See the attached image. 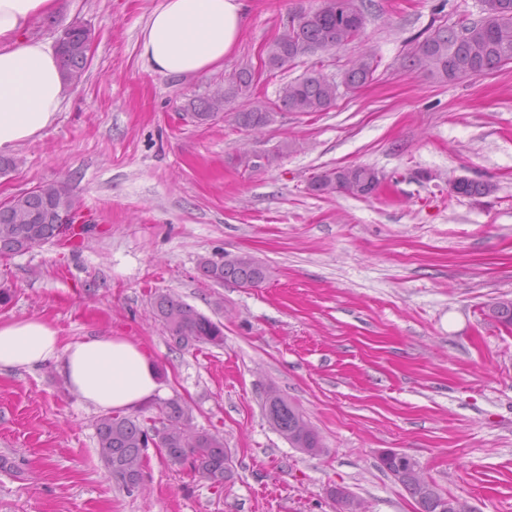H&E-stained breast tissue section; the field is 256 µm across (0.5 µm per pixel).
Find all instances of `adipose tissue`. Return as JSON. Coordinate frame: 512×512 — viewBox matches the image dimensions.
<instances>
[{"label": "adipose tissue", "instance_id": "adipose-tissue-1", "mask_svg": "<svg viewBox=\"0 0 512 512\" xmlns=\"http://www.w3.org/2000/svg\"><path fill=\"white\" fill-rule=\"evenodd\" d=\"M56 8V0H0V156L51 126L67 94L56 48L29 33L35 19ZM247 10L245 0H163L141 32L139 55L165 75L212 72L239 44ZM50 362L98 411L137 409L164 390L151 355L127 337L65 343L45 319L0 321V371Z\"/></svg>", "mask_w": 512, "mask_h": 512}]
</instances>
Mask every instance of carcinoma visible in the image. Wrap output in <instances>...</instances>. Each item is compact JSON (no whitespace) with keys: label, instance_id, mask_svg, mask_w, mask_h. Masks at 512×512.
I'll return each instance as SVG.
<instances>
[{"label":"carcinoma","instance_id":"1","mask_svg":"<svg viewBox=\"0 0 512 512\" xmlns=\"http://www.w3.org/2000/svg\"><path fill=\"white\" fill-rule=\"evenodd\" d=\"M295 15L300 23L283 27L267 47V67L271 71L302 57L340 49L354 40L365 26V0H325L319 9L301 8ZM91 39L92 30L78 22L63 30L58 48L67 83L82 81ZM405 63L441 80L481 75L512 63V0H481L478 19L457 29L438 28L415 41ZM376 68L374 57L362 56L351 63L338 82L311 69L283 85L277 101L271 104L252 97L255 74L245 67L229 76L224 88L192 101L187 111L196 122L204 124L225 111L230 103L244 99L246 107L235 113L236 122L244 128H263L275 121L279 110L327 111L340 95L339 89L347 93L357 91L373 80ZM310 188L318 195L344 192L369 197L377 191L376 170L367 166L328 169L312 180ZM494 190L493 183L474 179H463L455 186L458 195L469 198L487 197ZM80 209L79 199L64 179L1 202L0 258L26 253L56 239L60 231V225L55 223L56 211L65 210L78 216ZM198 269L202 276L214 282L247 288L261 285L270 276L266 266L247 254L223 255L218 259L201 256ZM152 307L175 346L224 345L223 324L182 299L169 293H156ZM488 312L505 328H512V299L492 303ZM264 414L267 420L275 422L291 447L313 448V457L325 451L318 432L287 397H275L264 404ZM192 420L191 407L179 398L163 402L159 415L150 419L148 425L135 413L104 414L95 423L99 457L112 480L129 494L134 486L143 483L145 452L151 445L160 449L171 463L189 464L198 481L222 488L234 476L230 450L225 448L223 437L195 429ZM379 464L408 491L418 512H450L452 498L445 496L433 481L422 486L409 474L396 470L388 460L381 457Z\"/></svg>","mask_w":512,"mask_h":512}]
</instances>
